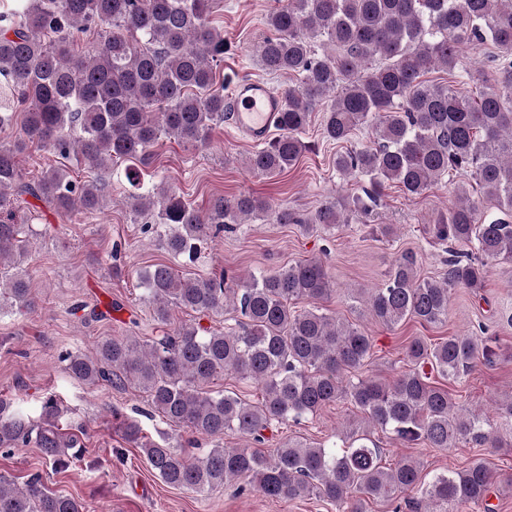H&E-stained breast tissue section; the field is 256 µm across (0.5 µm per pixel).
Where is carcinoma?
<instances>
[{"mask_svg":"<svg viewBox=\"0 0 512 512\" xmlns=\"http://www.w3.org/2000/svg\"><path fill=\"white\" fill-rule=\"evenodd\" d=\"M218 6L219 0H10L0 10V126L25 107L18 136L0 144V316L37 305L28 260L39 231L5 210L10 195L28 194L59 214L89 219L107 203L106 177L124 162L135 188L128 195L132 215L156 216L144 232L190 261L244 217L271 214L278 224L338 229L370 224L387 186L415 198L444 178L464 176L455 204L431 228L434 241L452 246L443 276L421 277L416 257L406 252L364 300L370 317L389 328L407 319L446 323L453 294L478 295L488 264L512 261V0H285L265 14L267 34L255 61L290 84L275 117L279 135L256 148L248 168L274 176L294 166L309 148L302 135L316 112L327 143H347L363 126L374 134L372 146L336 153V171L360 192L325 200L305 220L246 193L215 196L200 210L177 190L145 181L139 170L165 139L206 148L224 121V82L216 80L224 36L210 22ZM92 26L98 38L76 50L74 33ZM486 43L495 48L493 85L479 67L459 69L464 47ZM435 70L449 79H428ZM33 143L74 156L94 177L78 181L50 167L36 184L24 182L21 158ZM468 184L480 197L468 194ZM487 204L499 215H487ZM140 284L157 324H170L181 309L224 326L185 322L151 341L106 337L89 353L60 359L71 379L138 389L160 418L210 440L212 448L197 457L183 451L178 435L140 442L164 483L197 495L238 484L275 500L314 497L336 512H367L371 500L400 499L417 512H469L512 489V474L493 471L480 454L425 482L422 461L405 456L387 466L372 438L377 429L408 445L511 448L486 416L432 381L436 374L458 382L479 365H497L506 358L497 337L416 336L405 348L408 369L386 382L351 376L372 357L374 340L323 307L334 288L321 259L209 278L156 263ZM229 374L260 386L261 401L210 389ZM341 401L362 417L340 443L290 438L267 453L258 449L266 431ZM58 418L53 398L36 418L0 399V453L33 443L55 468L66 467L64 456L77 441ZM228 433L245 445L224 447ZM0 512H83V506L34 474L22 487L0 477Z\"/></svg>","mask_w":512,"mask_h":512,"instance_id":"obj_1","label":"carcinoma"}]
</instances>
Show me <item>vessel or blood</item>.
Here are the masks:
<instances>
[{
  "label": "vessel or blood",
  "instance_id": "obj_1",
  "mask_svg": "<svg viewBox=\"0 0 512 512\" xmlns=\"http://www.w3.org/2000/svg\"><path fill=\"white\" fill-rule=\"evenodd\" d=\"M234 96V129L253 143H263L270 136L274 117L282 106L281 96L260 81L238 84Z\"/></svg>",
  "mask_w": 512,
  "mask_h": 512
}]
</instances>
